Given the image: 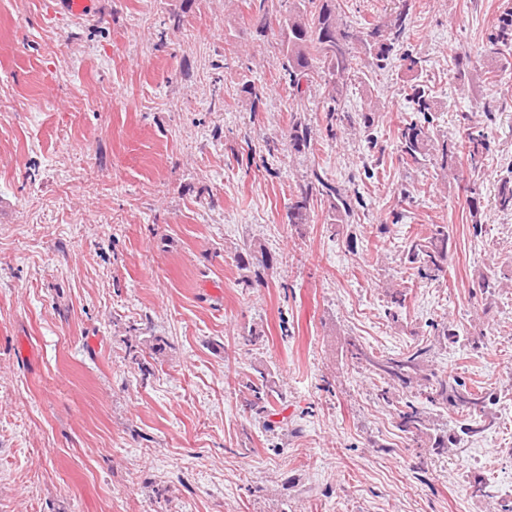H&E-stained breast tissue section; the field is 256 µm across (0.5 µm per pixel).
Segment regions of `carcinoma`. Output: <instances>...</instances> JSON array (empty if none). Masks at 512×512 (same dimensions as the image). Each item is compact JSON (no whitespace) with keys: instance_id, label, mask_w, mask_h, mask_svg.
Listing matches in <instances>:
<instances>
[{"instance_id":"carcinoma-1","label":"carcinoma","mask_w":512,"mask_h":512,"mask_svg":"<svg viewBox=\"0 0 512 512\" xmlns=\"http://www.w3.org/2000/svg\"><path fill=\"white\" fill-rule=\"evenodd\" d=\"M267 0H259L257 14L253 16V27L259 37L270 28ZM410 22L407 0H398L389 16L378 18L362 28L356 29L341 18L338 0H288L286 14L278 20V40L283 62L281 68L288 85L295 95L304 93L302 84L309 81L312 73L319 72L328 89L326 110L327 136L336 137V128L360 125L365 129L373 125L375 110L369 107L352 116L343 110L352 77L359 71L374 66H387L393 44L402 37ZM483 57L507 64L512 58V12L502 16L494 32L490 33L483 49ZM456 75L471 82L485 76L479 65L469 58L455 60ZM414 110L423 115V120H410L403 124L399 136V152L407 165L421 166L433 163L455 179L459 158L466 157L471 168L482 165L490 150L488 135L476 127L464 126L458 131L456 140L437 142L428 127L432 112L431 93L425 88L413 89ZM311 147L310 128L302 121H295L288 130V150L297 154ZM328 198L336 222L343 223L342 216L350 215L359 199L341 191L326 175L312 171L309 179L299 185L288 207V223L295 226L306 224L311 212L313 193ZM469 213L474 232H483L481 223V201L479 194L469 190ZM495 205L503 213H512V178L500 180ZM406 263L417 270L421 277L437 278L448 263V228L433 224L429 231L411 240L406 254ZM390 307L387 315L392 321L399 320L407 294L395 289L389 294ZM459 339L457 329L448 323L435 327L434 340L442 345L455 343ZM347 352L358 364L375 373L383 380L392 381L402 388H414L418 396L431 406L445 408L459 414L462 419L455 426L442 432L435 431L426 412L407 402L397 412L400 431L415 439L428 438L436 454L448 452L458 446L465 437L483 434L496 423L492 406L496 404L494 394L483 390H472L453 375L442 377L428 368V349L409 351L399 357L375 360L355 342H348ZM256 379L246 383L249 398L247 406L257 415L271 414L272 403L283 400V392L272 379L271 373L255 369Z\"/></svg>"}]
</instances>
